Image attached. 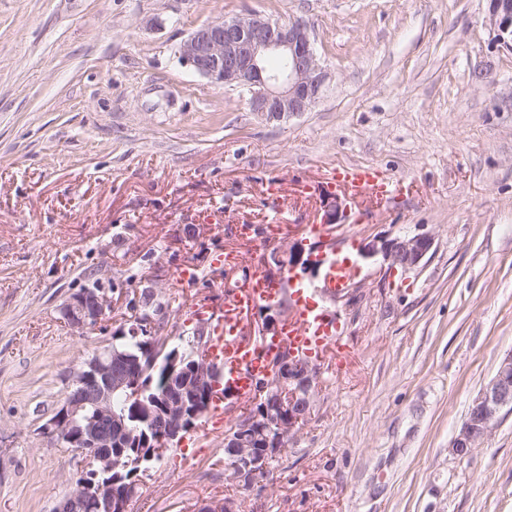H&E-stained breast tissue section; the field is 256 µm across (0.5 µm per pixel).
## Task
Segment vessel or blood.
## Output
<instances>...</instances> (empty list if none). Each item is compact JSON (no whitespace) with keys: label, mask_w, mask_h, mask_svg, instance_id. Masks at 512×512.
Instances as JSON below:
<instances>
[{"label":"vessel or blood","mask_w":512,"mask_h":512,"mask_svg":"<svg viewBox=\"0 0 512 512\" xmlns=\"http://www.w3.org/2000/svg\"><path fill=\"white\" fill-rule=\"evenodd\" d=\"M342 182L354 197L368 194L383 200L395 190L391 180L377 177L373 170L364 167L348 168ZM349 279L347 258L334 256L328 261L321 288L338 292L347 288ZM282 291L280 282L268 279L263 272H254L225 287L224 308L212 315L207 357L218 370L220 387L231 389L241 398L253 395L256 382L268 372L270 355L281 347L294 351L322 350L335 343L339 334L336 320L319 308L312 289L300 284L291 291L292 313L279 335L251 341L241 339L233 312L277 301Z\"/></svg>","instance_id":"1"}]
</instances>
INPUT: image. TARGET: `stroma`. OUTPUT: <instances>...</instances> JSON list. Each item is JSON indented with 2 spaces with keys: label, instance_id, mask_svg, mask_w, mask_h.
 Here are the masks:
<instances>
[{
  "label": "stroma",
  "instance_id": "stroma-1",
  "mask_svg": "<svg viewBox=\"0 0 512 512\" xmlns=\"http://www.w3.org/2000/svg\"><path fill=\"white\" fill-rule=\"evenodd\" d=\"M487 0H0V512H52L83 466L43 427L83 360L130 326L134 292L170 294L162 334L186 347L195 308L313 243L351 164L392 178L349 199L336 247L430 233L417 270L357 259L323 352L316 408L267 480L224 474L223 430L176 439L128 512H512V412L467 457L450 443L512 353V51ZM258 13L312 28L332 80L310 112L261 119L246 90L178 56L195 28ZM278 236L267 237L271 220ZM231 254L229 266L215 265ZM106 318L73 334L58 308L97 278Z\"/></svg>",
  "mask_w": 512,
  "mask_h": 512
}]
</instances>
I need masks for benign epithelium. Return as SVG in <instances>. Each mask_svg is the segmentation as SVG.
Returning a JSON list of instances; mask_svg holds the SVG:
<instances>
[{
  "mask_svg": "<svg viewBox=\"0 0 512 512\" xmlns=\"http://www.w3.org/2000/svg\"><path fill=\"white\" fill-rule=\"evenodd\" d=\"M485 26L494 41L512 51V0H489ZM179 59L201 78L226 87L243 88L250 94L252 111L263 119L280 121L310 111L321 99L329 73L322 64L315 37L301 19L288 21L247 13L218 18L195 29L179 46ZM272 56L287 59L286 67L273 71L267 60ZM329 202L321 226L330 231L348 216L347 197L327 193ZM434 244L429 233L377 236L364 243L360 256L382 257L390 271L409 272L419 267ZM328 242L310 247L301 242L276 246L264 258L268 278L284 280L317 270L323 264ZM111 306L108 297L96 288H83L70 295L59 307L62 319L78 334L98 324ZM261 322L246 326L238 317L240 335H276L288 311L280 304H270ZM134 360L121 354L107 358L99 355L82 363L67 400L44 426V434L79 451L91 462L99 480L75 483L73 491L57 503L54 512H77L87 499L98 512H127L138 484L117 486L109 478L121 464L124 448L134 441V430L123 413L112 409V393L136 389ZM186 382L166 380L161 400L141 403L159 416L156 441H171L197 426L210 413V389L213 382L205 363L192 362L182 369ZM322 367L320 360L280 349L270 360V372L259 385L262 398V422H237L224 437L227 454L235 460L246 485L270 476V465L261 464L259 449L270 446L265 432L286 430L294 436L297 425L308 421L317 401ZM288 404H283V398ZM512 410V353L499 363L493 383L472 401L468 415L451 442L458 457H466L499 425L503 411Z\"/></svg>",
  "mask_w": 512,
  "mask_h": 512,
  "instance_id": "obj_1",
  "label": "benign epithelium"
}]
</instances>
